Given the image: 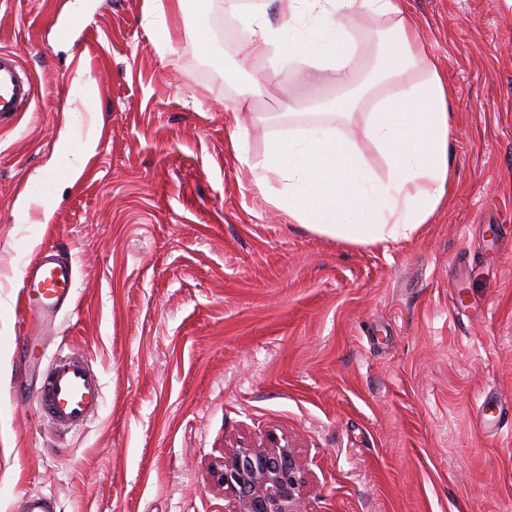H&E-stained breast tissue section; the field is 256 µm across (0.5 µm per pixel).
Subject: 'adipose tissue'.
I'll use <instances>...</instances> for the list:
<instances>
[{"mask_svg":"<svg viewBox=\"0 0 512 512\" xmlns=\"http://www.w3.org/2000/svg\"><path fill=\"white\" fill-rule=\"evenodd\" d=\"M277 2L275 24L259 10L240 14L250 38L239 69L289 68L306 74L330 62L338 83L352 85L360 76L361 58L351 20L361 14L387 23L394 34L375 65L397 90L374 103L359 138L345 136L326 120L301 122L287 135H272L255 163L241 144H234L238 160L289 223L353 245L410 237L447 201L451 178L450 91L418 40V18L406 0ZM275 45L289 46V54L272 56ZM364 141L387 160V181L376 182L366 168L360 147Z\"/></svg>","mask_w":512,"mask_h":512,"instance_id":"1","label":"adipose tissue"}]
</instances>
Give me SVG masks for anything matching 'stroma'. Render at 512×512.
I'll return each instance as SVG.
<instances>
[{"label": "stroma", "mask_w": 512, "mask_h": 512, "mask_svg": "<svg viewBox=\"0 0 512 512\" xmlns=\"http://www.w3.org/2000/svg\"><path fill=\"white\" fill-rule=\"evenodd\" d=\"M407 4L453 91L449 198L410 238L360 246L288 223L236 159L232 135L254 162L269 143L226 112L238 92L274 82L258 111L291 102L305 122L345 91L238 72L229 0L177 19L164 55L142 0H0V50L36 86L0 122V512L30 493L59 512H228L225 451L272 437L303 461L307 512H512V428L479 422L512 405V6ZM46 244L77 270L50 326L20 288ZM62 344L105 382L72 436L15 383Z\"/></svg>", "instance_id": "stroma-1"}]
</instances>
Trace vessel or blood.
I'll return each instance as SVG.
<instances>
[{
  "mask_svg": "<svg viewBox=\"0 0 512 512\" xmlns=\"http://www.w3.org/2000/svg\"><path fill=\"white\" fill-rule=\"evenodd\" d=\"M35 86L15 52L0 50V122L29 111ZM76 268L60 257L55 246L43 248L22 275V291L40 317L53 321L76 304ZM104 384L87 360L69 350L48 359L36 389L39 414L56 433L66 434L90 425L103 400Z\"/></svg>",
  "mask_w": 512,
  "mask_h": 512,
  "instance_id": "1",
  "label": "vessel or blood"
}]
</instances>
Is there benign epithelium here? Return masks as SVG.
I'll use <instances>...</instances> for the list:
<instances>
[{
    "mask_svg": "<svg viewBox=\"0 0 512 512\" xmlns=\"http://www.w3.org/2000/svg\"><path fill=\"white\" fill-rule=\"evenodd\" d=\"M215 474L231 512H304L302 461L286 443L232 448Z\"/></svg>",
    "mask_w": 512,
    "mask_h": 512,
    "instance_id": "obj_1",
    "label": "benign epithelium"
}]
</instances>
